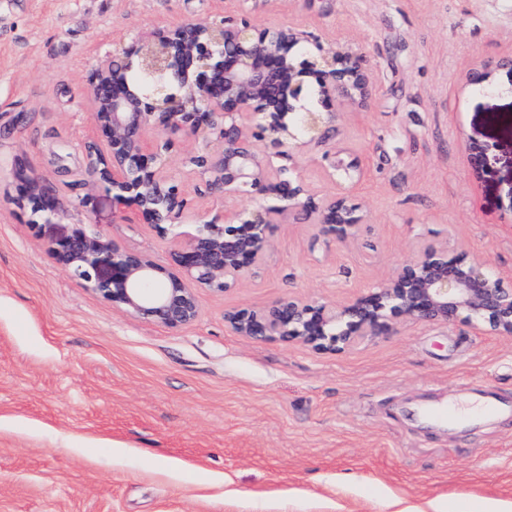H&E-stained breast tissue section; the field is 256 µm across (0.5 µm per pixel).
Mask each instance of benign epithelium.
<instances>
[{
  "instance_id": "1",
  "label": "benign epithelium",
  "mask_w": 512,
  "mask_h": 512,
  "mask_svg": "<svg viewBox=\"0 0 512 512\" xmlns=\"http://www.w3.org/2000/svg\"><path fill=\"white\" fill-rule=\"evenodd\" d=\"M131 71L152 78L150 88L133 84ZM87 94L97 138L87 143L85 184L112 192L115 208L132 209L169 241L175 271L81 227L52 239L47 250L69 277L140 320L171 328L197 320V291L222 293L253 274L271 250L276 224H311L342 243L358 241L368 225L361 207L343 197L322 198L287 167L274 165L290 150L326 143L346 112L367 103L368 61L349 42L324 44L294 26H259L244 14L186 22L139 35L119 64L110 55L99 58ZM151 130L167 137L151 140ZM176 134L218 143L216 151L205 147L183 159L208 192L278 203L183 224L188 199L162 161ZM469 151L475 170L489 164L488 145L473 142ZM341 154L330 149L324 159L348 175L354 165ZM18 179L31 216L67 212L65 194L43 190L21 172ZM224 321L237 336L329 354L406 322L463 321L511 336L512 288L444 238L423 244L381 284L345 304L288 296L229 311Z\"/></svg>"
}]
</instances>
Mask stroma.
<instances>
[{"instance_id":"stroma-1","label":"stroma","mask_w":512,"mask_h":512,"mask_svg":"<svg viewBox=\"0 0 512 512\" xmlns=\"http://www.w3.org/2000/svg\"><path fill=\"white\" fill-rule=\"evenodd\" d=\"M248 15L366 55L368 105L294 163L322 196L360 203L354 244L276 225L253 274L199 290V318L170 328L93 294L48 255L84 225L171 267L169 246L105 190L82 185L97 58L141 32ZM512 0H0V512H512V416L425 420L427 406L495 393L512 403V336L462 322L405 323L355 350L234 335L225 312L293 294L351 300L415 246L448 237L512 287ZM491 69L487 86L473 72ZM491 148L476 175L467 145ZM167 173L188 223L244 201ZM63 190L67 214L31 226L18 172Z\"/></svg>"}]
</instances>
